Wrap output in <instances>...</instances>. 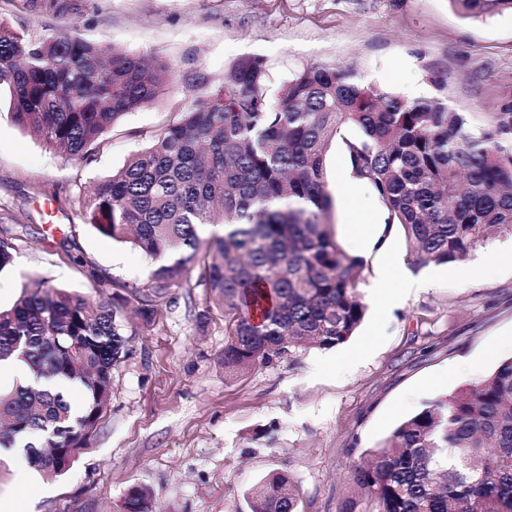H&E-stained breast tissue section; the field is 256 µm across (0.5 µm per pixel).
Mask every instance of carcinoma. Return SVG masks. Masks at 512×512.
Here are the masks:
<instances>
[{
	"label": "carcinoma",
	"instance_id": "carcinoma-1",
	"mask_svg": "<svg viewBox=\"0 0 512 512\" xmlns=\"http://www.w3.org/2000/svg\"><path fill=\"white\" fill-rule=\"evenodd\" d=\"M476 18L512 0H457ZM174 76L159 52L129 55L75 28L32 37L0 19V87L10 119L45 147L88 158L122 117L153 102ZM258 57L238 62L223 84L180 112L150 144L83 201L87 223L155 261L143 286L95 276L101 301L46 278L22 286L0 309V364L22 361L35 378L62 377L82 392L20 386L0 394V447L23 436L28 464L61 476L110 402L112 371L126 354L118 313L138 300L145 326L155 299L192 269L224 312V370L238 376L291 349H330L361 325L365 260L347 253L327 217L328 145L345 126L355 177L369 183L401 227L416 266L466 260L512 234V112H460L441 97L407 100L365 83L353 69L305 68L278 98ZM224 233L201 235L204 225ZM15 247L0 238V272ZM351 477L377 512H512V358L486 378L443 396L398 424ZM249 512H299L285 474L255 482ZM124 512H150V493H126Z\"/></svg>",
	"mask_w": 512,
	"mask_h": 512
}]
</instances>
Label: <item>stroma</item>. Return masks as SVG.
<instances>
[{
    "instance_id": "stroma-1",
    "label": "stroma",
    "mask_w": 512,
    "mask_h": 512,
    "mask_svg": "<svg viewBox=\"0 0 512 512\" xmlns=\"http://www.w3.org/2000/svg\"><path fill=\"white\" fill-rule=\"evenodd\" d=\"M0 0V18L37 36L74 23L91 41L136 55L163 49L172 83L126 115L90 158L51 153L9 117L0 93V238L15 266L0 273V307L29 277L100 297L93 274L133 287L151 260L99 234L82 209L87 191L149 146L180 110L218 88L245 57L262 58L270 98L305 67H354L365 83L415 100L439 96L463 112L512 108V12L467 16L451 0ZM325 160L330 220L342 248L364 258L365 318L346 343L295 350L236 378L224 374V315L187 280L158 299L152 326L125 314L127 354L112 398L69 470L26 477L25 459L0 458V498L20 512H123L131 485L149 489L155 512H248L246 490L274 472L299 490V512H337L356 498L350 480L396 423L490 374L512 358V236L489 240L462 262L413 265L400 226L369 184L336 191L343 138ZM394 266L428 288L389 311L371 285ZM208 312L206 324L198 315Z\"/></svg>"
}]
</instances>
